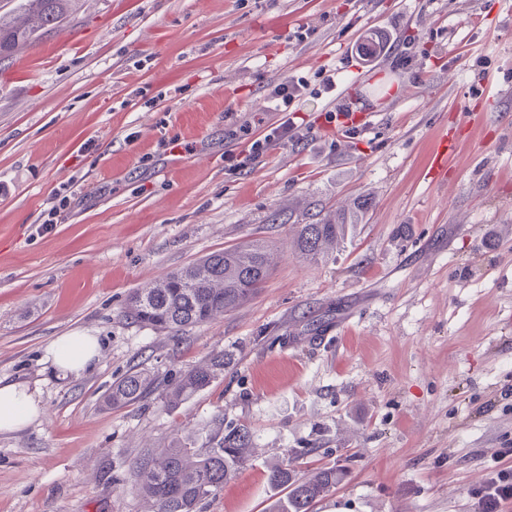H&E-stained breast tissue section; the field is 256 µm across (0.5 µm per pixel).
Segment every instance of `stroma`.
<instances>
[{
	"label": "stroma",
	"instance_id": "obj_1",
	"mask_svg": "<svg viewBox=\"0 0 512 512\" xmlns=\"http://www.w3.org/2000/svg\"><path fill=\"white\" fill-rule=\"evenodd\" d=\"M508 22L512 0H80L0 64V378L43 407L0 433V512H146L137 463L219 414L252 456L198 512H267L282 463L346 470L313 512H478L512 448ZM300 79L295 139L226 174ZM362 197L366 223L306 260L298 225ZM256 240L269 276L236 309L176 336L126 318L133 291ZM72 331L100 352L63 378L46 349ZM135 370L156 390L106 407ZM227 365L224 354L213 355L203 365L189 369L165 395L167 405L175 406L206 388Z\"/></svg>",
	"mask_w": 512,
	"mask_h": 512
}]
</instances>
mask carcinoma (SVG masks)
Returning a JSON list of instances; mask_svg holds the SVG:
<instances>
[{
    "label": "carcinoma",
    "mask_w": 512,
    "mask_h": 512,
    "mask_svg": "<svg viewBox=\"0 0 512 512\" xmlns=\"http://www.w3.org/2000/svg\"><path fill=\"white\" fill-rule=\"evenodd\" d=\"M79 0H19L18 7L0 14V63L31 43L40 30L51 31L77 10ZM368 199L348 209H328L299 225L297 247L306 258L316 261L344 241L356 225L363 223ZM268 275L264 245L254 242L243 247L209 254L196 263L168 273L148 288L135 291L129 299L132 319L154 328L178 333L212 320L256 295ZM224 354L213 355L203 365L189 369L165 395L175 406L206 388L224 371ZM154 380L143 371L126 374L112 385L105 405L117 408L135 403L152 391ZM251 434L239 425L224 428V417L212 420L201 447L178 441L140 463L137 487L148 504L147 512H196L197 505L224 487L249 460ZM344 477L339 468H321L309 478H296L288 465L269 470L268 483L284 491L273 512H311L312 505L336 488Z\"/></svg>",
    "instance_id": "cac0c4a2"
}]
</instances>
